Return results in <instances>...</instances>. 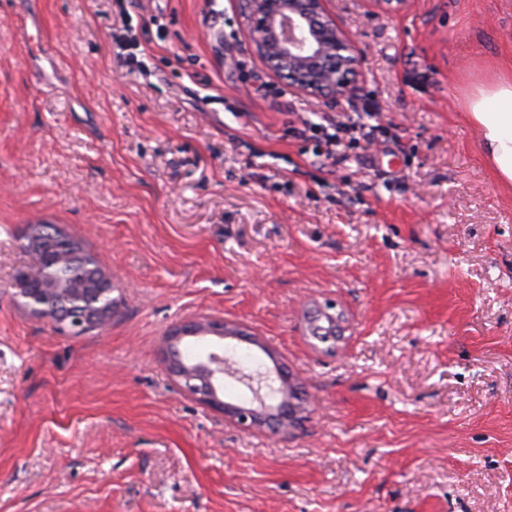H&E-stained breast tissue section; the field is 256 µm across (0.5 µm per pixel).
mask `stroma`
Masks as SVG:
<instances>
[{"mask_svg": "<svg viewBox=\"0 0 512 512\" xmlns=\"http://www.w3.org/2000/svg\"><path fill=\"white\" fill-rule=\"evenodd\" d=\"M327 8L364 50L335 102L264 68L238 0H0V512H512V185L464 106L512 75V0ZM356 102L383 140L336 164L288 131ZM36 222L111 274L105 329L23 306ZM199 317L263 342L243 372L277 353L288 431L177 384L164 340Z\"/></svg>", "mask_w": 512, "mask_h": 512, "instance_id": "stroma-1", "label": "stroma"}]
</instances>
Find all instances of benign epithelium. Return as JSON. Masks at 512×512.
Returning <instances> with one entry per match:
<instances>
[{
  "instance_id": "1",
  "label": "benign epithelium",
  "mask_w": 512,
  "mask_h": 512,
  "mask_svg": "<svg viewBox=\"0 0 512 512\" xmlns=\"http://www.w3.org/2000/svg\"><path fill=\"white\" fill-rule=\"evenodd\" d=\"M248 37L265 68L277 78L288 80L297 93L334 100L355 94L361 76L362 49L358 39L345 30L326 9L325 0H238ZM367 14L397 13L409 0H366ZM12 287L28 306L39 309L44 289L26 288L20 280ZM215 336L221 340H241L234 325L222 321L196 320L172 328L166 337L168 349L187 337ZM169 368L183 388L202 404L221 410L241 429L251 430L272 420L286 425L288 411L267 405L262 395L263 376L242 375L224 362V351L206 352L189 364L169 356ZM236 375L256 402L247 407L220 397L224 375Z\"/></svg>"
}]
</instances>
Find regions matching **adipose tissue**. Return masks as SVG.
Wrapping results in <instances>:
<instances>
[{"label":"adipose tissue","mask_w":512,"mask_h":512,"mask_svg":"<svg viewBox=\"0 0 512 512\" xmlns=\"http://www.w3.org/2000/svg\"><path fill=\"white\" fill-rule=\"evenodd\" d=\"M466 110L481 133V146L499 177L512 183V78L476 87Z\"/></svg>","instance_id":"obj_1"}]
</instances>
